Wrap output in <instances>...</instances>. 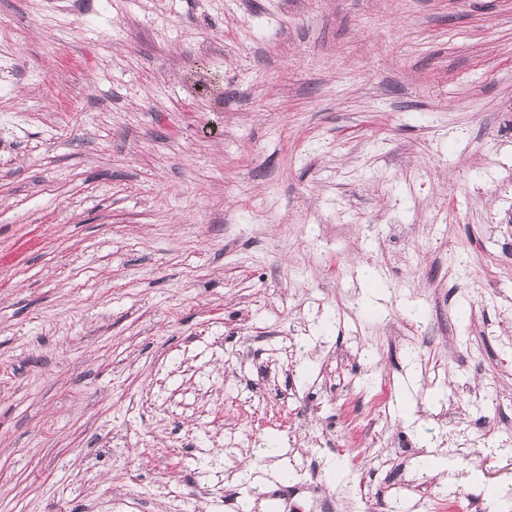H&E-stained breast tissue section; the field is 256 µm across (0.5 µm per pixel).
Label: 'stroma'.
Returning <instances> with one entry per match:
<instances>
[{"mask_svg": "<svg viewBox=\"0 0 512 512\" xmlns=\"http://www.w3.org/2000/svg\"><path fill=\"white\" fill-rule=\"evenodd\" d=\"M488 487L512 0H0V512Z\"/></svg>", "mask_w": 512, "mask_h": 512, "instance_id": "obj_1", "label": "stroma"}]
</instances>
